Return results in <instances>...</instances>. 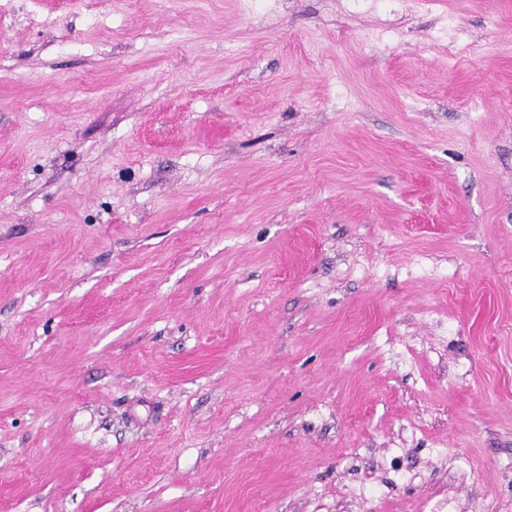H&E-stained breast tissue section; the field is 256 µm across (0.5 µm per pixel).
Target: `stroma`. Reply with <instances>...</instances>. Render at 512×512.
Masks as SVG:
<instances>
[{
    "label": "stroma",
    "instance_id": "obj_1",
    "mask_svg": "<svg viewBox=\"0 0 512 512\" xmlns=\"http://www.w3.org/2000/svg\"><path fill=\"white\" fill-rule=\"evenodd\" d=\"M0 512H512V0H0Z\"/></svg>",
    "mask_w": 512,
    "mask_h": 512
}]
</instances>
